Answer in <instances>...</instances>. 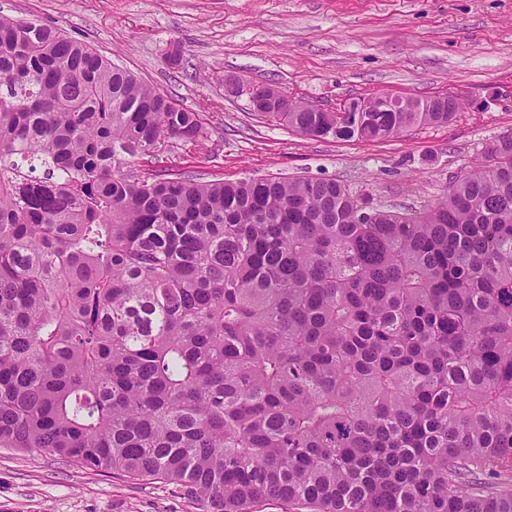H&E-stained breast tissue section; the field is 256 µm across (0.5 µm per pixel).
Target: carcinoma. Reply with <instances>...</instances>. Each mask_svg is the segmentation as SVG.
<instances>
[{
  "mask_svg": "<svg viewBox=\"0 0 512 512\" xmlns=\"http://www.w3.org/2000/svg\"><path fill=\"white\" fill-rule=\"evenodd\" d=\"M264 87L251 111L320 139L461 107ZM206 138L84 42L0 15V447L214 512H512V133L402 212L334 179L136 167Z\"/></svg>",
  "mask_w": 512,
  "mask_h": 512,
  "instance_id": "1",
  "label": "carcinoma"
}]
</instances>
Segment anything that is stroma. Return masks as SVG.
<instances>
[{"label": "stroma", "instance_id": "35a3bbf8", "mask_svg": "<svg viewBox=\"0 0 512 512\" xmlns=\"http://www.w3.org/2000/svg\"><path fill=\"white\" fill-rule=\"evenodd\" d=\"M62 29L199 112L209 134L174 168L224 182L333 178L398 210L441 196L512 131V0H0ZM328 110L378 95L454 94L445 123L381 141L308 139L251 112L229 81ZM0 512H202L181 488L0 448Z\"/></svg>", "mask_w": 512, "mask_h": 512}]
</instances>
